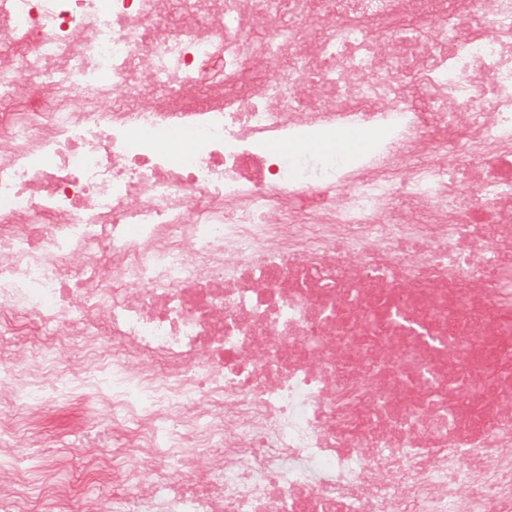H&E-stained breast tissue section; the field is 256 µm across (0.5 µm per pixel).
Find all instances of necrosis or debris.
Segmentation results:
<instances>
[{
	"label": "necrosis or debris",
	"instance_id": "4bbe7bcc",
	"mask_svg": "<svg viewBox=\"0 0 512 512\" xmlns=\"http://www.w3.org/2000/svg\"><path fill=\"white\" fill-rule=\"evenodd\" d=\"M173 4L0 0V512H512V0Z\"/></svg>",
	"mask_w": 512,
	"mask_h": 512
}]
</instances>
